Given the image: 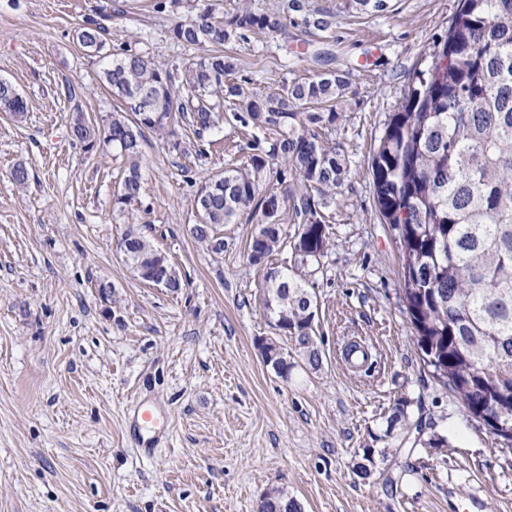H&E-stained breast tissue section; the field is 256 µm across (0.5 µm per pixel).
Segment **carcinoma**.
Segmentation results:
<instances>
[{"mask_svg":"<svg viewBox=\"0 0 512 512\" xmlns=\"http://www.w3.org/2000/svg\"><path fill=\"white\" fill-rule=\"evenodd\" d=\"M301 0H282L274 13L243 8L224 19V0H155L158 14L176 16L168 39L208 53L183 69L167 67L139 51L104 53L110 28L101 22L112 6L97 5L76 31L84 51L108 61L103 83L120 106L100 125L73 111V142L110 146L126 158L115 204L119 212L142 207L139 157L145 132L166 134L175 151L186 147L177 130L193 127L195 154L203 157L222 132L224 102L243 112L257 131L249 162L224 168L198 187L190 235L207 251L224 252L226 224L240 216L255 224L247 261L260 266L291 252L296 269L268 267L263 304L274 326L289 337L291 352L320 367L316 293L299 269L319 262L329 244L321 208L341 185L347 162L320 131L336 113L304 105L336 100L346 86L341 74L284 85L265 95L230 81L233 58L224 43L247 33L278 31ZM0 111L22 120L26 99L0 79ZM277 186L266 184L270 166ZM304 190L287 187L288 171ZM373 185L383 223L395 232L403 270V300L422 360L433 378L460 400L471 416L512 449V0H460L448 37L431 65L419 71L401 108L387 123L372 159ZM294 233H288V225ZM133 271L152 270L159 253L152 239L129 226L121 238ZM375 467L368 448L356 463L367 479ZM301 512L294 497L265 492L259 512Z\"/></svg>","mask_w":512,"mask_h":512,"instance_id":"obj_1","label":"carcinoma"}]
</instances>
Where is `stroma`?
Listing matches in <instances>:
<instances>
[{
  "label": "stroma",
  "mask_w": 512,
  "mask_h": 512,
  "mask_svg": "<svg viewBox=\"0 0 512 512\" xmlns=\"http://www.w3.org/2000/svg\"><path fill=\"white\" fill-rule=\"evenodd\" d=\"M96 2L0 0V78L29 108L20 122L0 112V512H257L273 488L303 512H512V450L425 367L373 187L378 139L458 0H389L381 14L308 0L335 12L329 30L292 12L281 30L224 45L257 93L329 71L347 81L326 137L348 173L323 210L330 243L309 278L322 364L295 360L284 378L258 350L287 338L264 314L263 269L246 260L254 224L227 225L220 255L188 231L199 182L249 159L252 129L232 112L205 158L153 131L142 143V222L184 288L145 283L117 251L126 164L68 135L73 110L97 121L117 106L98 57L74 38ZM112 4V48L180 67L199 59L169 40L154 0ZM20 163L22 189L11 178ZM145 394L170 421L148 459L124 434ZM399 405L402 421L388 426ZM366 448L376 466L364 480Z\"/></svg>",
  "instance_id": "1"
}]
</instances>
